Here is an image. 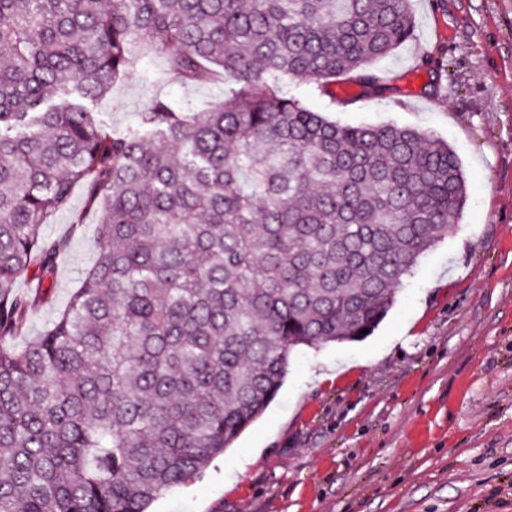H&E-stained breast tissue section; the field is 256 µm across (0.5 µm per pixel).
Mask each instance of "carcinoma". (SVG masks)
<instances>
[{"instance_id": "obj_1", "label": "carcinoma", "mask_w": 512, "mask_h": 512, "mask_svg": "<svg viewBox=\"0 0 512 512\" xmlns=\"http://www.w3.org/2000/svg\"><path fill=\"white\" fill-rule=\"evenodd\" d=\"M413 33L410 0H0V512H148L262 415L296 347L375 331L459 223L460 162L288 83L400 94L369 64ZM145 58L224 101L109 127L88 104ZM77 186L96 260L6 347L55 288L67 238L41 226Z\"/></svg>"}]
</instances>
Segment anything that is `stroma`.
<instances>
[{
  "mask_svg": "<svg viewBox=\"0 0 512 512\" xmlns=\"http://www.w3.org/2000/svg\"><path fill=\"white\" fill-rule=\"evenodd\" d=\"M413 38L372 71L411 75L404 95L331 97L305 80L296 95L330 119L393 122L456 151L468 189L459 224L424 257L372 335L297 349L263 414L200 476L162 493L151 512H512V0H412ZM448 79L424 93L427 60ZM155 63L92 106L114 128L159 94L194 104L223 85L155 81ZM36 334L94 258L96 214L71 229Z\"/></svg>",
  "mask_w": 512,
  "mask_h": 512,
  "instance_id": "obj_1",
  "label": "stroma"
}]
</instances>
